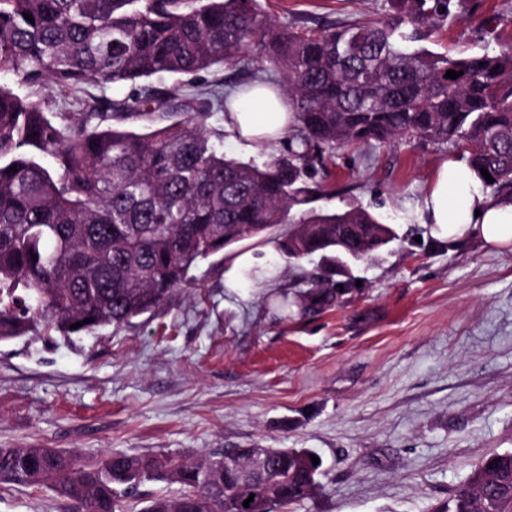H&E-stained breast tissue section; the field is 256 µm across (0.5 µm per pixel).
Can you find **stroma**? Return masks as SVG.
Instances as JSON below:
<instances>
[{"instance_id":"35a3bbf8","label":"stroma","mask_w":512,"mask_h":512,"mask_svg":"<svg viewBox=\"0 0 512 512\" xmlns=\"http://www.w3.org/2000/svg\"><path fill=\"white\" fill-rule=\"evenodd\" d=\"M303 34L390 17L388 0H260ZM501 16L495 33L481 24ZM512 42V0H480L475 20L434 31L453 56ZM0 84L48 112L122 98L127 85L64 89L12 74ZM454 149L420 138L338 151L317 209L391 216L395 239L344 269L303 262L321 310L278 317L271 291L227 294L229 254L131 324L64 336L35 328L0 341V448H55L82 462L112 453L194 461L227 448H311L317 491L272 512H429L493 453L512 452V251L433 240L415 220L434 169ZM0 512H71L50 485H0Z\"/></svg>"}]
</instances>
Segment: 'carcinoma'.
I'll return each instance as SVG.
<instances>
[{
	"instance_id": "carcinoma-1",
	"label": "carcinoma",
	"mask_w": 512,
	"mask_h": 512,
	"mask_svg": "<svg viewBox=\"0 0 512 512\" xmlns=\"http://www.w3.org/2000/svg\"><path fill=\"white\" fill-rule=\"evenodd\" d=\"M390 2V20L304 35L272 22L259 0H0V73L73 88L256 63L283 75L295 114L284 152L259 165L224 154L226 132L210 126L238 83L184 95L152 83L73 115L0 86V341L37 325L72 335L127 324L224 244L280 224L293 225L279 249L299 272L318 252L336 254L338 267L369 259L395 237L381 219L361 207L302 209L330 177L328 162L354 144L451 146L484 187L512 197V44L436 54L419 42L464 19L465 0ZM130 118L144 130L119 128ZM335 293L316 284L301 296L319 309ZM261 452L267 469L228 493L224 470L205 462L87 463L53 448H0V484L49 482L73 512H120L139 476L186 487L142 512H268L314 493V451ZM432 512H512V453L487 456Z\"/></svg>"
}]
</instances>
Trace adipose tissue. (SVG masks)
Returning <instances> with one entry per match:
<instances>
[{"label":"adipose tissue","instance_id":"ef3b65f1","mask_svg":"<svg viewBox=\"0 0 512 512\" xmlns=\"http://www.w3.org/2000/svg\"><path fill=\"white\" fill-rule=\"evenodd\" d=\"M291 121L290 103L281 87L259 85L231 96L224 128L234 138L272 144L282 141ZM416 218L441 242L467 236L493 250L512 249V200L483 188L462 160H444L434 171ZM251 273L261 283L279 279L254 251L239 252L228 262L227 290H239Z\"/></svg>","mask_w":512,"mask_h":512}]
</instances>
